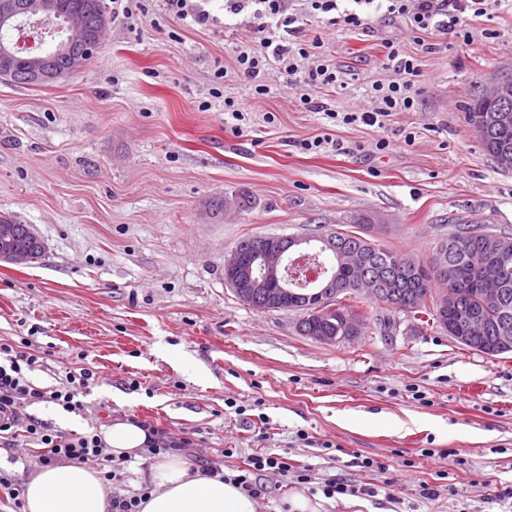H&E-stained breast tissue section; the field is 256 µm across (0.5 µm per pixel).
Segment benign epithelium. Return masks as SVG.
Returning <instances> with one entry per match:
<instances>
[{
  "label": "benign epithelium",
  "instance_id": "7a95c632",
  "mask_svg": "<svg viewBox=\"0 0 512 512\" xmlns=\"http://www.w3.org/2000/svg\"><path fill=\"white\" fill-rule=\"evenodd\" d=\"M53 19L47 13V5L41 0H6L0 6V28H13L18 30L17 39L0 42V76L9 77L12 81L24 84L28 80L42 76L44 69L52 68L53 80L70 77L83 68L85 58L92 54V50H78L76 45L80 40V32L85 25V18L72 15L57 25L56 32L66 33L53 46L43 48L44 22ZM60 58L69 60L63 68L57 67ZM512 83L504 79H495L484 98L494 102H501L496 116L497 124L508 126L512 124V105L503 102L505 92ZM18 230L15 224H0V262L14 265L31 266L41 257L42 251L30 249L17 242ZM327 246H332L333 240L328 234L313 237ZM309 236L284 235L277 237V244L269 245L262 241L258 244L256 266H240L236 260V253L232 252L225 261L224 283L231 288L236 297L245 304L259 307L267 311H280L288 308L291 293L286 288H272L273 282H281L288 271V256L293 254L302 243L313 239ZM481 278L487 286L488 300L498 304L497 268L494 264L482 267ZM341 292V285L328 282L318 288L315 295L320 305L316 309H324L326 305L335 300V295ZM302 308L312 311L313 307L304 304ZM482 329L478 316L472 315L464 318L453 329L454 339L472 344L475 341L473 334Z\"/></svg>",
  "mask_w": 512,
  "mask_h": 512
}]
</instances>
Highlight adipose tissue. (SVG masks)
Listing matches in <instances>:
<instances>
[{
  "instance_id": "obj_1",
  "label": "adipose tissue",
  "mask_w": 512,
  "mask_h": 512,
  "mask_svg": "<svg viewBox=\"0 0 512 512\" xmlns=\"http://www.w3.org/2000/svg\"><path fill=\"white\" fill-rule=\"evenodd\" d=\"M100 436L112 456H133L146 447L148 431L130 421L104 427ZM152 484L140 512H257L258 505L235 485L201 475L181 455L151 465ZM24 512H107L109 499L98 472L80 464L36 468L25 484Z\"/></svg>"
}]
</instances>
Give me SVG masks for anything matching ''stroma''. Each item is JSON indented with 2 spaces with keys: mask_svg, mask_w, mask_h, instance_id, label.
<instances>
[{
  "mask_svg": "<svg viewBox=\"0 0 512 512\" xmlns=\"http://www.w3.org/2000/svg\"><path fill=\"white\" fill-rule=\"evenodd\" d=\"M209 8L217 22L206 27L146 18L133 29L113 17L67 80L0 78V214L44 245L33 266L0 263V343L28 336L43 349L30 374L43 388L83 362L96 374L83 412L42 403L22 416L65 434L134 418L191 439L194 460L232 449L228 474L271 449L317 480L380 488L324 499L323 512H512L502 495L512 487V354L467 349L392 309L377 312L394 320L390 333L376 322L323 345L299 332L297 314L244 305L224 283V261L245 236L364 217L376 244L424 263L449 217L512 229V170L496 166L463 118L465 101L512 74V0L487 17L465 11L472 41L437 31L431 54L379 13L356 32L303 30L351 75L332 98L340 110L371 108L366 89L392 79L382 42L417 54L415 108L384 130L302 111L298 76L275 65L268 95L254 96L234 67L254 38L245 15L225 16L224 0ZM220 68L223 90L249 110L239 133L211 95ZM325 133L338 148L296 146ZM382 138L389 147L376 149ZM243 195L248 208L212 216L211 201ZM426 448L444 454L427 458ZM366 458L383 470L362 467ZM442 472L450 493L423 502L419 484Z\"/></svg>",
  "mask_w": 512,
  "mask_h": 512,
  "instance_id": "1",
  "label": "stroma"
}]
</instances>
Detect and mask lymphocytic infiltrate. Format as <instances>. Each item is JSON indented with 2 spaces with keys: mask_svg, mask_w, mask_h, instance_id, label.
Instances as JSON below:
<instances>
[{
  "mask_svg": "<svg viewBox=\"0 0 512 512\" xmlns=\"http://www.w3.org/2000/svg\"><path fill=\"white\" fill-rule=\"evenodd\" d=\"M209 0H112L114 13L135 25L148 15L166 16L180 21L191 20L205 26L211 21L207 9ZM485 0H350L349 6H340L339 0H308L301 12L290 11L287 0H224V10L236 16L249 12L258 44L240 46L234 59L238 72L252 80L254 93L264 96V72L269 62H277L292 75H299L304 87L299 104L304 111L322 113L336 124L364 123L380 129L386 128L393 114L413 111L416 99L414 84L419 77V65L414 56L394 42H386V67L396 78L393 81L372 83L367 94L373 101L369 110L337 111L325 101L327 93L345 87L344 72L333 64L325 63L324 42L321 36L302 39L301 30L311 23L312 17L328 15L329 25H341L346 30L362 28L363 16L370 11H383L385 16L403 20L422 51L433 52L435 46L427 39L432 30L454 31L462 42H470L471 31L460 26L459 15L467 9L486 15ZM39 356L32 350L28 339L17 344L0 343V446L14 447L18 438H26L35 445L42 465L60 462L85 464L97 462L105 486L122 483L126 458L106 453L99 434L93 431L62 435L51 425L35 419H22L19 408L24 404L53 403L68 412L82 411L80 399L94 373L87 367H72L65 373L61 387L46 389L36 386L28 377ZM273 471L295 485L312 482L310 468L293 465L287 456L265 451L250 458L247 468L234 475V484L250 497L260 498L266 493L261 482L263 472Z\"/></svg>",
  "mask_w": 512,
  "mask_h": 512,
  "instance_id": "obj_1",
  "label": "lymphocytic infiltrate"
}]
</instances>
